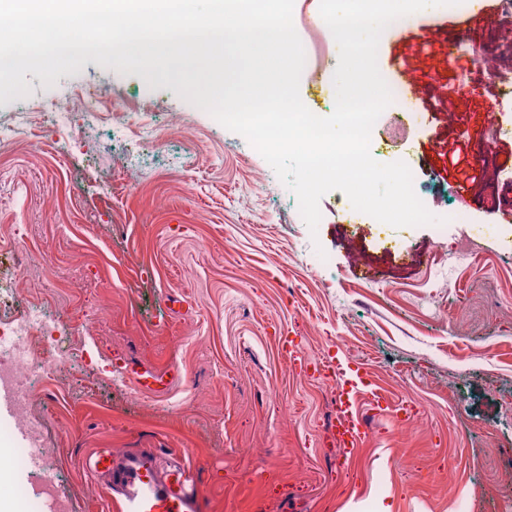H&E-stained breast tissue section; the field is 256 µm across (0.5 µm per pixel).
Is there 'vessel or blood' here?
<instances>
[{"label":"vessel or blood","instance_id":"vessel-or-blood-1","mask_svg":"<svg viewBox=\"0 0 512 512\" xmlns=\"http://www.w3.org/2000/svg\"><path fill=\"white\" fill-rule=\"evenodd\" d=\"M377 61L393 81L406 88L411 96H418L420 82L394 53L391 41L380 42ZM288 354L301 372L336 381L337 415L330 436L345 456H353L366 434L361 401H369L377 408L387 403L385 396L378 392L370 371L364 363L347 357L334 354L310 357L293 344L289 345ZM163 455L160 449L121 460L99 455L86 461L84 468L95 477L110 474L115 512H200L198 467L178 458L169 465H162Z\"/></svg>","mask_w":512,"mask_h":512}]
</instances>
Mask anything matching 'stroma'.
I'll use <instances>...</instances> for the list:
<instances>
[{
    "mask_svg": "<svg viewBox=\"0 0 512 512\" xmlns=\"http://www.w3.org/2000/svg\"><path fill=\"white\" fill-rule=\"evenodd\" d=\"M406 64L420 75L426 127L444 143L487 138L490 83L472 45L512 75V32L430 7L402 29ZM460 43L456 60L448 43ZM303 70L302 102L330 116L334 87ZM464 85L449 94V84ZM97 87L103 116L77 143L53 131L0 149L21 186L0 224L21 225L31 266L12 305L48 301L84 364L61 367L34 397L43 470L55 489L20 495L28 469L0 476L18 512H113L112 493L82 462L172 448L200 469L202 512H481L512 498V149L479 162L468 206L482 225L478 259L456 281L429 280L458 225L394 228L343 222L341 191L320 200L317 231L295 195L243 137L159 78L87 60L59 75L64 93ZM142 114L122 128L119 112ZM422 201L447 217L454 179L418 176ZM328 257L330 266L319 264ZM363 360L389 401L369 409L358 453L344 459L327 429L331 385L296 370L283 346ZM412 416L398 415L402 402Z\"/></svg>",
    "mask_w": 512,
    "mask_h": 512,
    "instance_id": "stroma-1",
    "label": "stroma"
}]
</instances>
